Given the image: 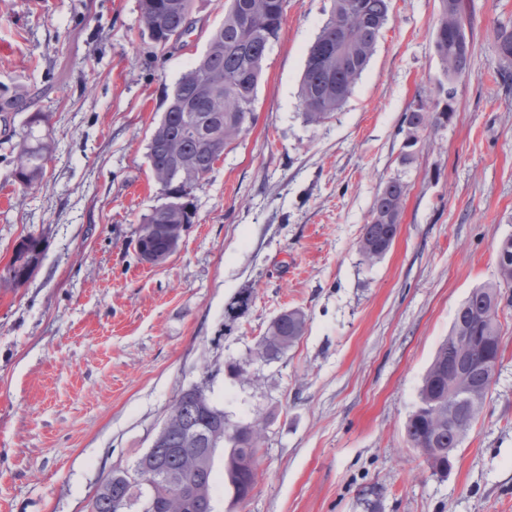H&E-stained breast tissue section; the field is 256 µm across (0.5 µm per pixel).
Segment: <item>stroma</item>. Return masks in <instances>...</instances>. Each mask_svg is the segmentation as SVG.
<instances>
[{"instance_id":"stroma-1","label":"stroma","mask_w":512,"mask_h":512,"mask_svg":"<svg viewBox=\"0 0 512 512\" xmlns=\"http://www.w3.org/2000/svg\"><path fill=\"white\" fill-rule=\"evenodd\" d=\"M224 3L194 0L192 33L157 56L137 35L138 0H0V89L49 113L55 143L21 192L6 140L27 112L0 116V275L21 238L44 247L30 281L0 290V512H90L200 382L228 420L269 418L250 499L217 485L214 512H512V288L496 379L449 472L403 434L456 309L496 280V247L512 237V62L495 43L512 0H462L471 71L408 162L403 114L443 79L439 0H391L368 66L317 126L299 87L332 0H287L255 121L196 190L178 251L145 264L132 242L161 202L150 133ZM395 176L409 187L402 219L370 265L357 241ZM285 309L305 313L303 336L252 360Z\"/></svg>"}]
</instances>
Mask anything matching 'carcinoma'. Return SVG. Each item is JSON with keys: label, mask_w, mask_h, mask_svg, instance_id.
<instances>
[{"label": "carcinoma", "mask_w": 512, "mask_h": 512, "mask_svg": "<svg viewBox=\"0 0 512 512\" xmlns=\"http://www.w3.org/2000/svg\"><path fill=\"white\" fill-rule=\"evenodd\" d=\"M286 0H228L224 22L209 35L204 52L166 93L165 109L154 125L147 159L159 205L145 215V224L197 222L192 198L212 171L224 148L239 139L255 118L257 88L263 63L279 39ZM440 17L434 38L435 53L444 75L438 95L446 98L441 115L453 111L456 83L471 71L472 44L466 34L461 0H440ZM193 0H139L138 34L151 49L163 53L192 27ZM390 0H333L328 19L308 50L300 86V105L306 123L318 125L338 111L375 53L378 36L388 21ZM500 58L512 61V29L497 30ZM22 97L0 91V112L24 110ZM433 113L419 99L403 113L402 160L421 143ZM48 115L36 113L14 133L17 141L10 176L22 190L38 185L50 147L38 127ZM408 185L399 177L377 190L366 223L362 225L358 252L373 264L391 248L401 221ZM498 281L473 289L456 310L451 330L438 348L419 391V401L404 425L411 448L426 455L436 471H448V459L462 443L480 415L497 373L500 358V289L512 287V237L497 247ZM306 317L299 310L284 311L269 323L252 356L279 358L304 334ZM463 354L468 368L448 373V365ZM170 426L161 441V463L169 474L193 485L190 500L171 493L154 481L148 512H213L216 484L214 460L224 453V482L232 486L237 502L244 503L258 482L259 452L268 421L259 415L224 435V410H207L191 391L183 390L168 408ZM205 429L191 439L190 432ZM143 489L114 470L96 488L91 512H115L117 503L137 500Z\"/></svg>", "instance_id": "1"}]
</instances>
